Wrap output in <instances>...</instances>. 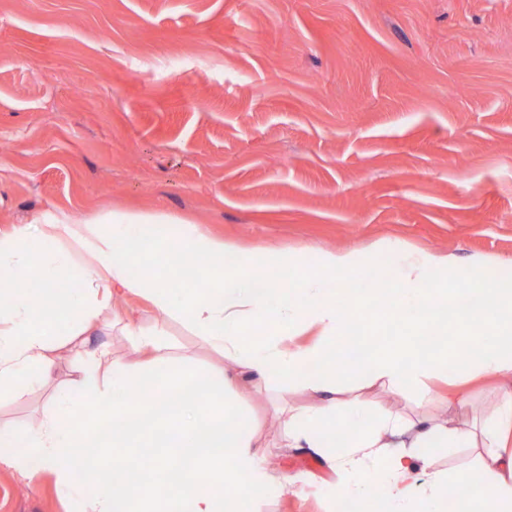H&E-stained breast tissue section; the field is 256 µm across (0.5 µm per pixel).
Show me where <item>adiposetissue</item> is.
I'll return each mask as SVG.
<instances>
[{
  "mask_svg": "<svg viewBox=\"0 0 512 512\" xmlns=\"http://www.w3.org/2000/svg\"><path fill=\"white\" fill-rule=\"evenodd\" d=\"M178 224L176 236L162 228ZM308 247L246 248L163 211L67 216L0 232V393L50 391L32 424L0 426V466L53 476L68 494L93 451L126 453L128 482L100 484L88 512H255L285 483L270 473L259 424L225 398L241 381L299 387L315 400L288 408L282 445L307 448L336 474V504L372 500L385 512H512V388L478 431L441 419L378 409L356 412L343 383L432 400L430 379L455 363L470 379L512 381V280L480 257L460 273L448 254L398 248L394 281L373 274L370 255ZM196 263L195 279L184 271ZM138 297L162 316L145 324L115 312ZM372 309L395 329L387 344L340 356L350 315ZM183 324L220 366L172 355L167 322ZM71 328L55 339L58 323ZM125 341L117 356L101 334ZM438 332L437 343L421 336ZM25 441L15 451L16 438ZM476 448L474 467L434 468L439 448ZM426 482H419L420 473ZM234 496H226L225 487ZM460 488L449 498V487Z\"/></svg>",
  "mask_w": 512,
  "mask_h": 512,
  "instance_id": "1",
  "label": "adipose tissue"
}]
</instances>
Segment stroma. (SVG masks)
I'll return each instance as SVG.
<instances>
[{"label":"stroma","instance_id":"obj_1","mask_svg":"<svg viewBox=\"0 0 512 512\" xmlns=\"http://www.w3.org/2000/svg\"><path fill=\"white\" fill-rule=\"evenodd\" d=\"M162 210L251 247L373 255L384 240L497 262L512 279V0H0V230L34 216ZM233 395L286 483L259 512H333L335 476L279 442L272 400ZM367 407L470 426L377 388ZM0 466V512H85Z\"/></svg>","mask_w":512,"mask_h":512}]
</instances>
